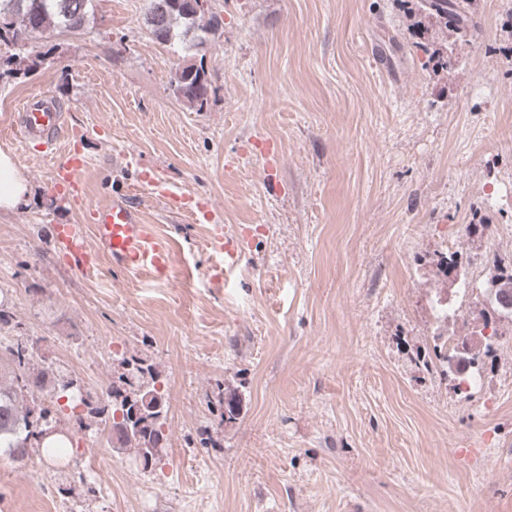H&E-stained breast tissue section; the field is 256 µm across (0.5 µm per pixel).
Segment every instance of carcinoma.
I'll list each match as a JSON object with an SVG mask.
<instances>
[{"mask_svg": "<svg viewBox=\"0 0 512 512\" xmlns=\"http://www.w3.org/2000/svg\"><path fill=\"white\" fill-rule=\"evenodd\" d=\"M95 0H0V45L13 47L9 63L23 64L29 59V40L35 34L48 31L77 33L82 31L94 11ZM197 0H147L146 26L149 34L161 44L180 42L185 49H197L218 29L219 21L195 7ZM475 0H404L409 28L419 35L435 29L445 34L452 32L466 40L472 28ZM214 93L212 82L202 66L193 64L176 73L173 85L175 97L201 111L208 106ZM494 272L484 284H498V292L512 294V264L501 266V260H492ZM38 346L34 342L16 339L0 345L4 360L0 361V451L20 459L27 449L37 448L53 455L70 440L67 433L52 432L51 412L33 409L21 404L26 390L41 391L56 384L49 368L33 367ZM100 431L122 446L137 449L144 464L159 460V449L166 437L162 430L168 406L156 388L152 369L139 360L123 363V372L107 386V399L99 408L90 409ZM217 406L222 409V420L233 421L238 416V402L234 396L221 397Z\"/></svg>", "mask_w": 512, "mask_h": 512, "instance_id": "cac0c4a2", "label": "carcinoma"}]
</instances>
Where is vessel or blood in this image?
<instances>
[{"instance_id": "obj_1", "label": "vessel or blood", "mask_w": 512, "mask_h": 512, "mask_svg": "<svg viewBox=\"0 0 512 512\" xmlns=\"http://www.w3.org/2000/svg\"><path fill=\"white\" fill-rule=\"evenodd\" d=\"M63 125L62 113L40 97L23 101L19 123L22 139L38 137L46 139L48 143H56ZM84 171V161L72 157L58 167L55 174L59 181L75 188L81 185ZM140 180L151 186L159 196L170 199L176 209L193 210L198 222L211 220L209 205H192L189 195L170 191L149 173H141ZM92 219L94 235L101 250L111 257L116 266L133 273H147L158 279L167 278L171 266V244L143 222L128 193H117L109 203L93 207ZM56 239L73 255L75 269L82 272L91 269V255L79 225H57Z\"/></svg>"}]
</instances>
